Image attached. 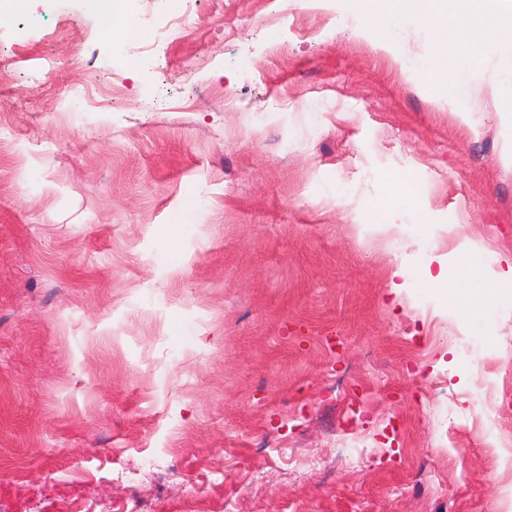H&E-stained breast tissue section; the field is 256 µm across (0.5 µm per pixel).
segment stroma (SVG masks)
Listing matches in <instances>:
<instances>
[{
    "mask_svg": "<svg viewBox=\"0 0 512 512\" xmlns=\"http://www.w3.org/2000/svg\"><path fill=\"white\" fill-rule=\"evenodd\" d=\"M127 14L119 43L92 0L0 26V506L502 512L512 303L458 328L512 255L492 74L465 123L336 0ZM393 172L420 204L371 217ZM455 224L484 249L430 286ZM149 455L176 475L131 487Z\"/></svg>",
    "mask_w": 512,
    "mask_h": 512,
    "instance_id": "1",
    "label": "stroma"
}]
</instances>
